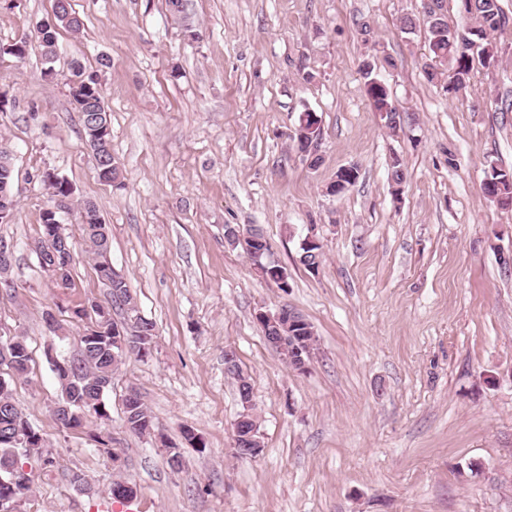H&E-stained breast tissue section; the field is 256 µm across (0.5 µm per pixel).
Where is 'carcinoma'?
<instances>
[{"label": "carcinoma", "instance_id": "cac0c4a2", "mask_svg": "<svg viewBox=\"0 0 512 512\" xmlns=\"http://www.w3.org/2000/svg\"><path fill=\"white\" fill-rule=\"evenodd\" d=\"M443 0H432L430 15L423 16L426 27V41L429 60L435 62L432 70L427 72L429 82H438L443 71H448L453 83L447 90L457 92L464 88L470 80L473 70V60L477 59L484 67H490L498 61L499 47L495 40L486 37L487 31L496 32L508 24L504 13L495 11L497 0H456L460 12L473 20V26L466 32L471 39L472 47L461 51L459 31L453 30L440 17ZM71 80L79 76L88 83L83 100H74V105L80 114L83 130L90 129L96 123V110L104 103L102 89L97 74L89 72L78 61L71 66ZM361 72L365 79L368 99L374 111L378 113L393 112L395 108L385 87L375 84L373 64L365 59L361 63ZM40 178L48 183L51 196L48 208L42 212V224L39 235L41 247L48 248L63 239L68 248H73L71 236L60 232L61 214L50 215L49 208L53 207L56 197L71 189L69 182L63 178L50 179L42 174ZM490 181L484 184L485 193L500 204L512 201V172L496 167L489 173ZM15 180L14 158L10 151L0 148V210H7L6 218L0 219V224L10 223L13 218L15 204L13 185ZM84 219L80 222L82 239L89 246L91 254L98 259L94 264L95 271L108 270L111 272L109 292L106 303L113 306L123 301L130 306V327L136 331H147L153 340L155 326L142 318L137 311V305L126 281L120 275L111 271L106 261L110 249V237L107 224L101 219L99 209L84 211ZM82 350L65 361L71 380L60 384L61 393L57 405L69 408L70 413L77 414L73 418L75 425H82L89 415L99 419L109 418L105 401L106 394L112 386V375L131 355L141 359L140 353L122 350L112 343V337L105 336L97 340L80 339ZM31 354L21 337L11 341L0 338V366L4 365L13 372L6 379V393H0V477H7L13 471L24 469L22 459L36 456L44 466H52L54 458L44 450L42 435L29 423L26 416H18L11 410L13 404L11 395L12 383L28 376ZM123 427L134 434L140 435L147 429L154 428L153 416L142 399L137 397L132 405L124 410Z\"/></svg>", "mask_w": 512, "mask_h": 512}]
</instances>
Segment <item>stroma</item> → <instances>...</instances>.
Masks as SVG:
<instances>
[{
    "label": "stroma",
    "instance_id": "1",
    "mask_svg": "<svg viewBox=\"0 0 512 512\" xmlns=\"http://www.w3.org/2000/svg\"><path fill=\"white\" fill-rule=\"evenodd\" d=\"M80 32L58 31L47 62L37 34L54 0H0V145L14 156L13 287L0 326L32 353L13 399L55 464L26 460L20 512H119L113 479L137 487L135 512H512V208L483 191L512 170V22L498 64H474L456 94L428 82L421 0H69ZM26 41L24 58L11 55ZM108 56L110 68L97 67ZM402 112L388 129L360 64ZM395 67H387L385 57ZM99 73L122 188L100 181L67 85L69 64ZM321 119L320 167L290 134L303 111ZM406 181L393 193L392 155ZM359 177L324 189L338 168ZM53 170L76 201L95 202L109 260L155 325L148 359L128 357L106 396L109 419L63 428L52 359L71 358L107 290L78 226L72 285L53 287L31 244ZM254 225L289 290L224 241ZM323 261H299L309 232ZM317 336L308 369L289 368L256 320L281 307ZM54 314L48 327L45 316ZM232 349L254 394L263 450L242 459L232 427L243 408L224 369ZM136 388L155 428L123 426ZM192 428L207 443L185 441ZM111 438L112 453L98 437ZM182 465L171 468L169 448ZM84 477L88 489L71 484Z\"/></svg>",
    "mask_w": 512,
    "mask_h": 512
}]
</instances>
